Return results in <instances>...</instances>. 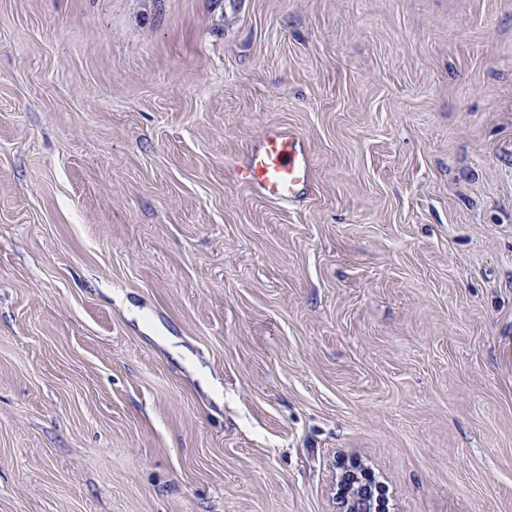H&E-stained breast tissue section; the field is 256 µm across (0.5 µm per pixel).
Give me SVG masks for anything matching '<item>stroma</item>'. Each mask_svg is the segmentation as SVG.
<instances>
[{"label":"stroma","mask_w":512,"mask_h":512,"mask_svg":"<svg viewBox=\"0 0 512 512\" xmlns=\"http://www.w3.org/2000/svg\"><path fill=\"white\" fill-rule=\"evenodd\" d=\"M292 203L234 173L272 127ZM512 512V0H0V512ZM341 482L346 483L347 486L357 485V494L352 498L349 496L345 497V512H382L381 506H379L373 499L372 493L369 491L370 483L366 481V478L358 472L356 469H347L342 473Z\"/></svg>","instance_id":"stroma-1"}]
</instances>
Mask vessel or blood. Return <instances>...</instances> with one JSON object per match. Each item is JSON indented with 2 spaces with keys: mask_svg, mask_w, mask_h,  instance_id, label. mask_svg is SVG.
Masks as SVG:
<instances>
[{
  "mask_svg": "<svg viewBox=\"0 0 512 512\" xmlns=\"http://www.w3.org/2000/svg\"><path fill=\"white\" fill-rule=\"evenodd\" d=\"M237 181L265 199L285 203L312 179L311 158L292 131L271 129L236 171Z\"/></svg>",
  "mask_w": 512,
  "mask_h": 512,
  "instance_id": "1",
  "label": "vessel or blood"
}]
</instances>
